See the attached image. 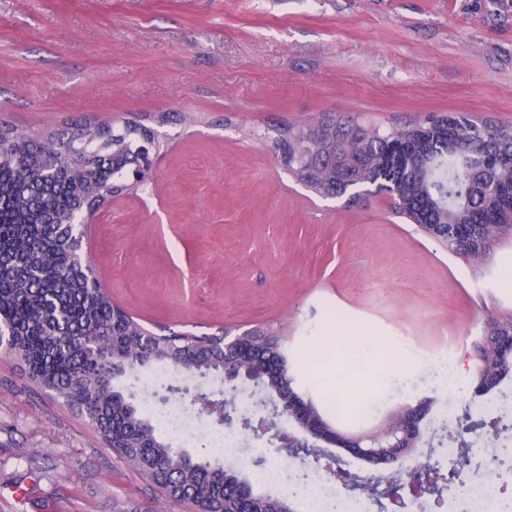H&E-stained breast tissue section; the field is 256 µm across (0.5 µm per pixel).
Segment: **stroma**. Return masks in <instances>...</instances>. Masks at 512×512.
Returning a JSON list of instances; mask_svg holds the SVG:
<instances>
[{"mask_svg":"<svg viewBox=\"0 0 512 512\" xmlns=\"http://www.w3.org/2000/svg\"><path fill=\"white\" fill-rule=\"evenodd\" d=\"M174 114L151 189L114 200L88 229L114 303L146 326L196 334L273 327L302 391L335 392L327 421L359 436L402 405L435 403L415 448L375 466L324 443L336 470L300 461L240 422L225 464L259 491L290 494L295 512H336L339 472L386 484L394 470L447 468L449 438L475 412L470 348L484 310L512 308V244L474 264L395 215L384 195L346 205L306 190L283 169L268 127L324 116L391 129L432 113L512 123V0H0V119L31 132L84 119ZM458 348L464 393L435 396L425 363L405 361L385 383L384 349L344 374L349 356L314 357L325 326ZM147 415L188 424L176 446L205 455L204 415L182 388L233 392L238 413L268 418L253 384L130 376ZM494 424L467 433L476 452L463 481L404 512H470L469 485L492 477L512 501V377L491 393ZM373 403L372 412L357 408ZM323 489L312 499L311 489ZM0 512H193L164 499L96 431L0 358Z\"/></svg>","mask_w":512,"mask_h":512,"instance_id":"obj_1","label":"stroma"}]
</instances>
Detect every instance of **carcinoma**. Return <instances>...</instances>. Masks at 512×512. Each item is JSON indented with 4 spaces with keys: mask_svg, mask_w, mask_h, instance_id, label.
<instances>
[{
    "mask_svg": "<svg viewBox=\"0 0 512 512\" xmlns=\"http://www.w3.org/2000/svg\"><path fill=\"white\" fill-rule=\"evenodd\" d=\"M322 134L320 153L336 157L316 174L299 162L293 177L320 194L326 184L353 204L389 194L408 218L420 217L438 242L464 240L477 251L512 240V123H479L463 112L432 114L394 132L354 120L324 118L275 130L292 157ZM150 126L84 121L64 132L29 134L0 121V349L41 389L69 409L94 416L105 445L147 477L166 498L195 512H288L289 496L261 493L224 468L217 456L185 457L154 419L130 400L111 366L124 373L159 366L178 373L235 374L242 361L225 355L219 336L148 334L104 291L89 285L86 257L76 248L71 219L97 204L118 183L112 157L143 146ZM512 333V312L485 324V335ZM276 340L279 368L255 378L271 398L288 404L293 389L288 352ZM482 376H512V357H491Z\"/></svg>",
    "mask_w": 512,
    "mask_h": 512,
    "instance_id": "cac0c4a2",
    "label": "carcinoma"
}]
</instances>
